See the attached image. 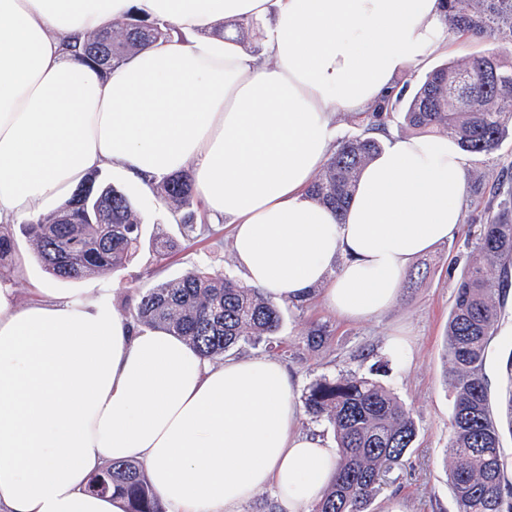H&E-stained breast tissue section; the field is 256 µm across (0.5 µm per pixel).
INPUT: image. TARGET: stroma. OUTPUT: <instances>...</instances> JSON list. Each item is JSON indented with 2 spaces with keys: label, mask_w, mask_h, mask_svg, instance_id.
Listing matches in <instances>:
<instances>
[{
  "label": "stroma",
  "mask_w": 512,
  "mask_h": 512,
  "mask_svg": "<svg viewBox=\"0 0 512 512\" xmlns=\"http://www.w3.org/2000/svg\"><path fill=\"white\" fill-rule=\"evenodd\" d=\"M467 164L468 190L461 234L412 262L411 268L420 271V278L412 287L401 289L386 313L361 323H347L316 296L300 306L281 305V323L272 348L244 345L238 350L242 356L266 353L279 359L297 376L303 391L323 377L356 375L379 381L411 411L416 437L408 452L409 463L386 476L373 504L375 512H386L397 497L404 501L408 512H458L445 465L453 409L445 354L448 315L457 281L478 256L479 225L498 216L504 199L512 198V131L503 136L493 153L468 155ZM132 199L143 220L140 247L129 265L107 279L52 280L36 259L32 242L18 238L16 263L1 266L0 273L15 275L19 301L29 302L36 288L49 283L60 295L75 300L109 297L122 314L130 317L140 291L189 269L236 275L227 224H220L217 234L204 231L190 240L180 224L171 220L168 208L155 206L138 193ZM159 236L177 244L175 251L161 262L156 260L153 247ZM318 325L324 327L325 336L316 347L309 342V332ZM511 357L509 298L501 309L488 350L486 374L492 403L500 401L507 384L506 362Z\"/></svg>",
  "instance_id": "obj_1"
}]
</instances>
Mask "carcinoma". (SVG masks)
I'll return each mask as SVG.
<instances>
[{
  "label": "carcinoma",
  "mask_w": 512,
  "mask_h": 512,
  "mask_svg": "<svg viewBox=\"0 0 512 512\" xmlns=\"http://www.w3.org/2000/svg\"><path fill=\"white\" fill-rule=\"evenodd\" d=\"M450 29L512 45V0H446ZM169 24L130 18L105 33L87 36L83 58L103 70L124 61L137 47L170 36ZM404 105V123L420 133L444 135L471 154L493 152L512 128V62L472 55L434 68L406 102L389 100L350 119L370 132L386 128ZM371 137L341 142L315 178L310 192L320 203L343 210L360 173L380 149ZM160 202L179 213L183 233L196 231L197 210L190 175L160 185ZM142 219L129 191L92 175L56 212L20 225L36 257L54 279L66 282L104 277L125 267L142 236ZM478 258L456 283L448 317L447 384L454 396L448 448L458 512H512V485L502 458L501 419L494 414L484 373L487 350L500 309L490 271L508 273L512 218L502 213L480 226ZM15 252L12 226L0 225V266ZM136 320L185 339L209 360L240 345L269 341L280 325L278 305L256 288L230 277L191 269L140 292ZM309 414L333 429L336 474L313 512H372L387 473L406 466L416 435L410 410L381 383L365 377L321 378L304 397ZM88 490L117 493L127 512H165L138 463H111L94 473Z\"/></svg>",
  "instance_id": "carcinoma-1"
}]
</instances>
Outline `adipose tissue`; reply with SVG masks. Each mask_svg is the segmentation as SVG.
Here are the masks:
<instances>
[{
  "label": "adipose tissue",
  "mask_w": 512,
  "mask_h": 512,
  "mask_svg": "<svg viewBox=\"0 0 512 512\" xmlns=\"http://www.w3.org/2000/svg\"><path fill=\"white\" fill-rule=\"evenodd\" d=\"M137 15L190 33L102 71L70 44ZM444 0H0V224L56 211L94 171L151 194L185 171L232 227L234 264L277 304L321 293L352 322L397 300L412 260L456 238L467 161L443 136H386L345 210L309 188L340 117L447 53ZM264 24L259 50L224 22ZM294 377L262 357L202 358L111 302L0 280V512H124L88 491L138 461L168 512H239L269 489L303 512L337 450L302 431Z\"/></svg>",
  "instance_id": "1"
}]
</instances>
